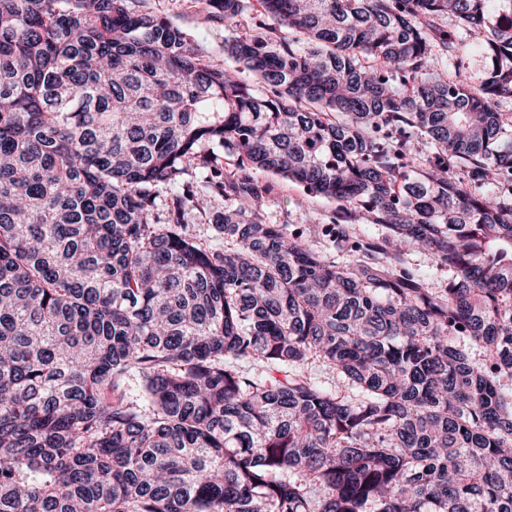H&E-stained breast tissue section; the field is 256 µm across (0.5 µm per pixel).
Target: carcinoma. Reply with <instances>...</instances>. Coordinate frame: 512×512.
I'll return each instance as SVG.
<instances>
[{"mask_svg": "<svg viewBox=\"0 0 512 512\" xmlns=\"http://www.w3.org/2000/svg\"><path fill=\"white\" fill-rule=\"evenodd\" d=\"M208 2L0 0V512H512V0ZM151 6L159 13L167 16L175 24L189 31L197 43L205 47L211 55L213 64L231 69L234 66L233 61L224 54V38L228 35L224 31V25L216 26L213 23L202 22V18L207 12L202 5L190 2H184L181 5H175L171 0H151ZM464 39V43L467 44V47L465 49V56L461 63H459V73H465L467 75L473 73H481L489 66L490 61L485 56L483 51L468 45L469 40L467 36H465ZM274 185L268 197L264 216L268 224H288V228H301L306 224H324L336 203L323 197H310L295 183L278 175L263 174ZM402 259L404 266L421 275L430 288H444L452 277L448 267H442L429 251L411 247Z\"/></svg>", "mask_w": 512, "mask_h": 512, "instance_id": "obj_1", "label": "carcinoma"}]
</instances>
